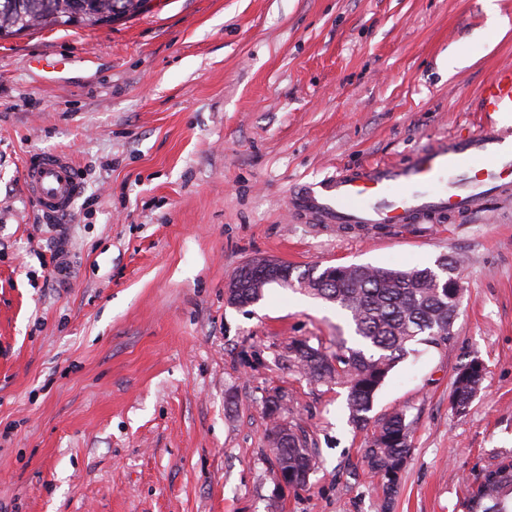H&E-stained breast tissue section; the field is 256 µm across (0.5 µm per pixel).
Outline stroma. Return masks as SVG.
Instances as JSON below:
<instances>
[{
	"instance_id": "1",
	"label": "stroma",
	"mask_w": 512,
	"mask_h": 512,
	"mask_svg": "<svg viewBox=\"0 0 512 512\" xmlns=\"http://www.w3.org/2000/svg\"><path fill=\"white\" fill-rule=\"evenodd\" d=\"M496 4L502 36L483 0H153L109 26L0 38V512H383L346 388L288 360L295 340L353 345L345 312L276 284L230 305L254 257L460 259L450 342L412 345L372 414L412 422L390 512H463L512 457V200L372 228L311 223L290 196L476 132L482 83L512 63V0ZM53 151L82 184L61 217L23 185ZM474 357L486 375L459 414ZM274 396L318 459L296 492L267 442ZM476 358H472L462 367L463 369H459L454 382L452 404L461 408L464 413L476 396L484 378V372L481 373L478 368L471 367Z\"/></svg>"
}]
</instances>
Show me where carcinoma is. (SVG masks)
<instances>
[{"mask_svg": "<svg viewBox=\"0 0 512 512\" xmlns=\"http://www.w3.org/2000/svg\"><path fill=\"white\" fill-rule=\"evenodd\" d=\"M147 0H0V38L44 26L75 22L96 27L111 23L120 10L132 16L146 9ZM457 260L429 267L390 268L349 265L311 267L298 274L283 266L278 285L300 290L333 303L349 313L356 346L341 345L334 352L294 341L289 347L293 365L312 381L341 383L347 388L349 423L364 430L373 427L361 449L364 465L380 479L383 510L397 493L401 472L411 453L412 423L406 411L396 409L380 418L370 416L377 392L408 353L412 342L440 346L450 341L448 328L457 314L452 271ZM271 285L263 272L242 293L239 305L250 306ZM484 374L466 363L454 382L452 404L467 410ZM277 474L294 481L313 471L315 453L303 430L277 423L268 431ZM464 512H512V458L502 459L472 487Z\"/></svg>", "mask_w": 512, "mask_h": 512, "instance_id": "1", "label": "carcinoma"}]
</instances>
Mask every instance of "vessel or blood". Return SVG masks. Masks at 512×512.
Instances as JSON below:
<instances>
[{"instance_id":"b4317fda","label":"vessel or blood","mask_w":512,"mask_h":512,"mask_svg":"<svg viewBox=\"0 0 512 512\" xmlns=\"http://www.w3.org/2000/svg\"><path fill=\"white\" fill-rule=\"evenodd\" d=\"M482 127L426 145L404 162L343 169L303 185L292 206L317 224H425L446 213L484 211L512 198V128L495 114L512 112V64L500 66L480 92ZM27 195L48 214L71 210L80 193L70 153L34 155L24 175Z\"/></svg>"}]
</instances>
